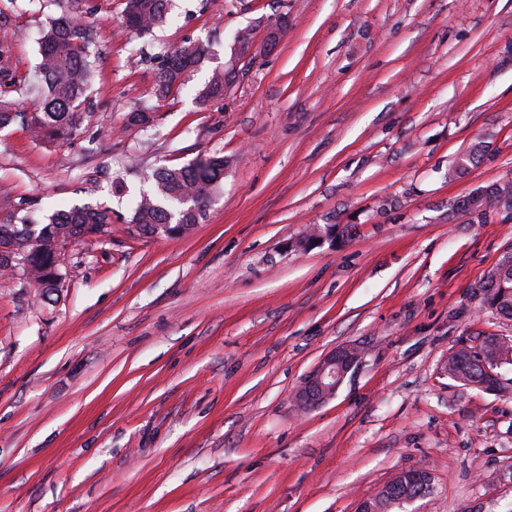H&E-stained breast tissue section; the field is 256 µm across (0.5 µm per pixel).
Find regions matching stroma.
<instances>
[{
	"mask_svg": "<svg viewBox=\"0 0 512 512\" xmlns=\"http://www.w3.org/2000/svg\"><path fill=\"white\" fill-rule=\"evenodd\" d=\"M97 5L79 136L0 128V198L112 211L105 237L61 248L51 295L0 275V512H355L421 466L416 512H512V388L442 370L460 344L512 336L482 289L512 217L457 208L512 170V0H174L156 52L190 41L206 59L159 102L122 0ZM0 12L25 33L0 65L28 85L46 14ZM243 29L252 61L223 100H195ZM144 103L154 128L130 136ZM478 137L486 154L449 177ZM211 154L224 181L203 222L139 234L112 194L129 161ZM310 224L336 235L302 250ZM342 346L359 365L296 413ZM353 348L340 347L329 353L299 385L295 393V405L299 409H311L335 398L354 362L346 358Z\"/></svg>",
	"mask_w": 512,
	"mask_h": 512,
	"instance_id": "35a3bbf8",
	"label": "stroma"
}]
</instances>
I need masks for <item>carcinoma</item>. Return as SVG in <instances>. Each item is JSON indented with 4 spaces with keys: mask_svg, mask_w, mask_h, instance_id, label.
Here are the masks:
<instances>
[{
    "mask_svg": "<svg viewBox=\"0 0 512 512\" xmlns=\"http://www.w3.org/2000/svg\"><path fill=\"white\" fill-rule=\"evenodd\" d=\"M44 3L60 9L61 15L48 17L39 42L40 81L33 85L38 104L31 112L20 109L11 97L15 78L0 68V126L18 120L38 140L64 142L78 136L82 110L90 106L87 91L99 68L93 21L96 7L92 0ZM169 7L170 0H124L121 24L133 33L149 34L166 22ZM204 52L196 44L183 45L157 57L140 50V59L145 62L161 58L155 97L164 100L173 90L184 89L185 73L198 66ZM197 97L203 103L224 98V70H214ZM153 121L152 108L141 107L128 114L127 125L145 131ZM485 151V142L475 141L448 175L465 171ZM128 172L150 184V189L133 200L132 223L139 233L152 236L160 225L167 224L172 234L180 236L203 221L216 199L224 179V158L213 155L180 167L146 170L132 164ZM33 206L34 201L25 197L0 200V244L11 245L25 259L34 284L51 290L62 280L59 248L67 242L107 235L112 215L105 208L75 205L45 217L43 222H30L27 215ZM501 207H512V172L468 196L460 211L482 216ZM484 288L491 308L512 318L511 256L492 271ZM508 365L512 366V337L487 336L475 347L463 343L449 352L444 372L464 388L494 393L504 389L500 369ZM422 493L423 487L408 475H398L372 498V505L375 512H393L403 501Z\"/></svg>",
    "mask_w": 512,
    "mask_h": 512,
    "instance_id": "1",
    "label": "carcinoma"
}]
</instances>
